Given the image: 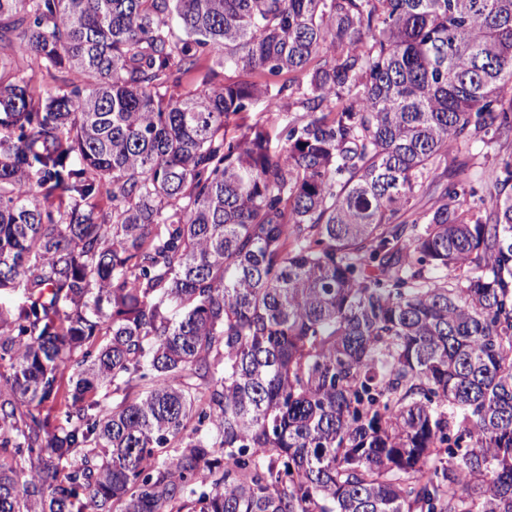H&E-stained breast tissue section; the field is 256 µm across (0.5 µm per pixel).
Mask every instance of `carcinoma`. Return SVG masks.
I'll return each instance as SVG.
<instances>
[{
	"label": "carcinoma",
	"mask_w": 512,
	"mask_h": 512,
	"mask_svg": "<svg viewBox=\"0 0 512 512\" xmlns=\"http://www.w3.org/2000/svg\"><path fill=\"white\" fill-rule=\"evenodd\" d=\"M16 289L0 512H512V0H0Z\"/></svg>",
	"instance_id": "1"
}]
</instances>
